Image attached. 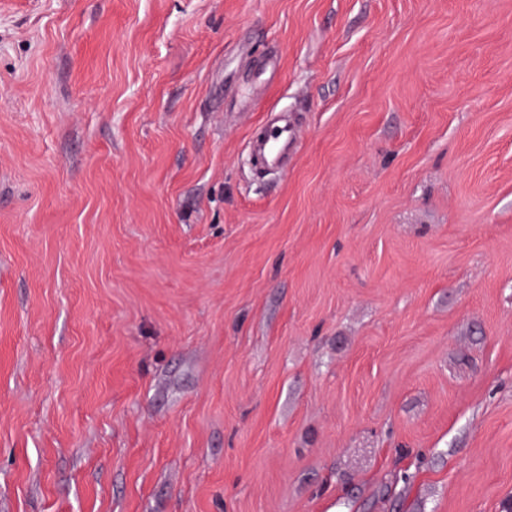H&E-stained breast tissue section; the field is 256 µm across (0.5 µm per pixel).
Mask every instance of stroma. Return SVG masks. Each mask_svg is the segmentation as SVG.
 <instances>
[{"label":"stroma","instance_id":"stroma-1","mask_svg":"<svg viewBox=\"0 0 512 512\" xmlns=\"http://www.w3.org/2000/svg\"><path fill=\"white\" fill-rule=\"evenodd\" d=\"M0 512H512V0H0ZM296 141V130L293 126L288 124L272 125L262 143L261 150L266 158L276 163L281 153Z\"/></svg>","mask_w":512,"mask_h":512}]
</instances>
